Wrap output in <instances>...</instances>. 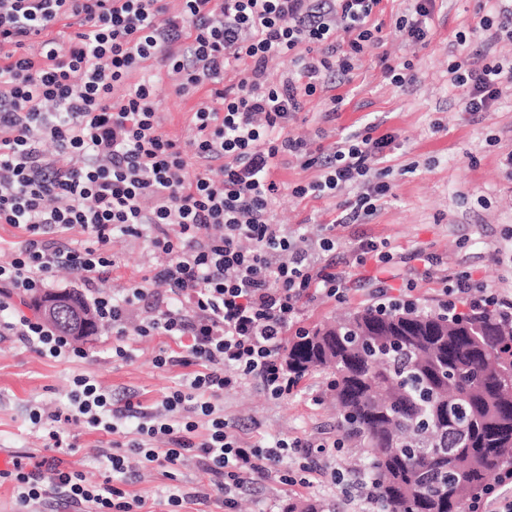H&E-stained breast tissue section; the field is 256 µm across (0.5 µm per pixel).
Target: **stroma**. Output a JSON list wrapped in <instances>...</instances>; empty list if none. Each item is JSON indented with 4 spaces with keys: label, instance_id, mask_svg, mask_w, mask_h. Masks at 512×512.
Wrapping results in <instances>:
<instances>
[{
    "label": "stroma",
    "instance_id": "stroma-1",
    "mask_svg": "<svg viewBox=\"0 0 512 512\" xmlns=\"http://www.w3.org/2000/svg\"><path fill=\"white\" fill-rule=\"evenodd\" d=\"M409 0H382L377 16L380 41L356 63L348 84L317 92L288 122L291 133L313 144L330 147L348 134L376 123V135H393L386 164L392 186L376 212L356 224L339 223L344 202L353 191L337 197L293 195L292 189L316 180L317 168L303 167L294 158L281 157L272 171L281 191L271 213L273 223L285 232L314 237L334 224L339 241L337 257L349 291L344 301L316 299L304 308L301 325L310 328L344 313L377 304L375 282H384L389 296L404 293L407 280H415L413 295L419 308L435 311L442 299L447 272L468 273L485 288L512 297V83L504 84L497 103L487 112L466 111L463 89L452 86L448 65L461 57L456 36L476 22L477 14L496 15L490 0H436L432 36L426 47L411 46L396 27ZM407 60L412 78L404 85L391 83L384 61ZM129 83L152 82L158 92L160 127L182 142L195 134L192 116L206 95L205 89L181 97L174 93L175 77L167 62L155 58L131 73ZM345 98L339 111L331 99ZM387 243L396 259L382 266L374 259L351 262L360 243ZM118 266L107 270L102 287L118 292L142 284L155 262L147 238L115 235L110 246ZM433 255L439 268L431 275L414 274L417 253ZM112 333L82 343L86 358L55 360L38 355L15 337L0 335V449L14 458L39 462L60 458L62 468L81 472L93 484L108 475L106 453L113 437L86 424H70L65 437L75 447L67 453L47 447V427H34L32 408L51 412L67 404L75 376L96 380L114 398L136 391L144 406L156 408L162 397L178 387L185 368L155 367L159 350L174 348L165 336H134L132 356L112 355ZM224 417L241 427L251 440L271 441L299 437L316 442L336 438V412L325 397L322 375L313 373L299 383L295 394L270 398L253 381L226 392ZM309 486L286 484L278 477L260 483V495L242 499L236 512H285L288 504L299 508L321 506L323 512H359L356 491L341 492L330 472L319 469L309 476ZM202 487L207 501L187 504V512H224L221 497L195 462L188 461L165 474L152 463L137 465V476L127 485L129 495L142 497L145 512H166L164 494L172 485Z\"/></svg>",
    "mask_w": 512,
    "mask_h": 512
}]
</instances>
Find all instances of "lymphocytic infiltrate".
<instances>
[{
    "label": "lymphocytic infiltrate",
    "mask_w": 512,
    "mask_h": 512,
    "mask_svg": "<svg viewBox=\"0 0 512 512\" xmlns=\"http://www.w3.org/2000/svg\"><path fill=\"white\" fill-rule=\"evenodd\" d=\"M168 14L163 0H0V224L25 239L0 263V330L30 350L53 358L77 356L68 336L27 316L14 303L41 291L60 268L78 273L100 320L111 325L113 357L130 356L127 326L142 306L137 332L172 339L157 368L189 373L156 412L136 394L115 405L93 378L78 376L64 409L33 410L31 424L85 423L117 433L137 419V437L115 443L102 483L53 468L50 484L74 512H142L144 501L124 489L130 455L163 468L192 458L235 512L251 490V475L267 477L294 454L300 439L248 441L233 431L215 402L244 381L259 382L273 399L293 394L297 380L279 352L288 327L298 323L305 299L343 301L346 289L333 257V231L319 238L288 234L271 223L280 187L271 172L288 155L316 166L317 180L294 187L295 196H334L357 189L345 222L372 214L391 187L384 171L390 136L371 131L325 148L288 133L304 101L329 83L350 79L354 62L381 29V0H180ZM435 0H411L398 27L407 42L426 46ZM62 19L78 31L66 42L43 39ZM161 56L177 74V95L206 88L193 118L195 135L180 142L160 130L157 88L127 87L130 74ZM291 58V76L266 80L270 59ZM249 74L225 84L227 71ZM471 112L488 111L512 81V61L482 58L450 69ZM52 140L57 157L42 144ZM76 156L80 167L60 164ZM80 231V246L59 247L53 233ZM149 235L158 260L147 286L117 294L99 288L116 234ZM443 311L471 298L473 307L512 313V298L478 292L468 275L445 279ZM161 283L181 299L172 306L150 286ZM208 424L198 435L199 420ZM164 447H157V440Z\"/></svg>",
    "instance_id": "1"
}]
</instances>
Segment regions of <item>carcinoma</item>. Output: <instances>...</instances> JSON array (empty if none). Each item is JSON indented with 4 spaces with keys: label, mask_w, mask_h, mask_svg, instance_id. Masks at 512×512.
I'll return each instance as SVG.
<instances>
[{
    "label": "carcinoma",
    "mask_w": 512,
    "mask_h": 512,
    "mask_svg": "<svg viewBox=\"0 0 512 512\" xmlns=\"http://www.w3.org/2000/svg\"><path fill=\"white\" fill-rule=\"evenodd\" d=\"M285 363L325 374L387 512H463L512 471L511 315L365 308L296 334Z\"/></svg>",
    "instance_id": "obj_1"
}]
</instances>
